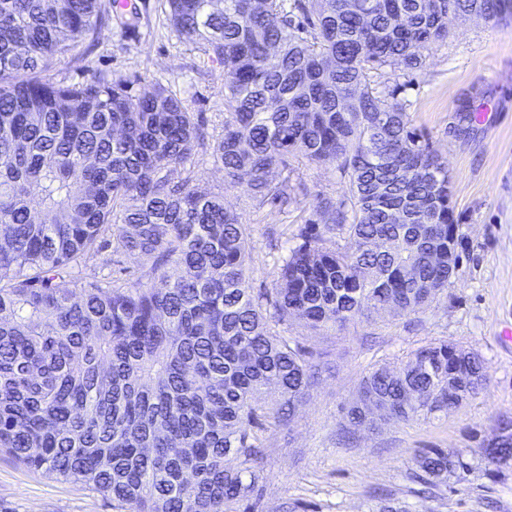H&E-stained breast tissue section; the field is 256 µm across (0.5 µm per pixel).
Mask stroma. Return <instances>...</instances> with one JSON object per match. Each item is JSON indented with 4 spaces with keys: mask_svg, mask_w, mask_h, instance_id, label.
I'll return each instance as SVG.
<instances>
[{
    "mask_svg": "<svg viewBox=\"0 0 512 512\" xmlns=\"http://www.w3.org/2000/svg\"><path fill=\"white\" fill-rule=\"evenodd\" d=\"M115 9L96 42L79 40L72 56L47 72L57 83L103 76L127 82L133 94L163 87L188 111L202 114L208 140L224 132V68L179 36L166 0H135ZM446 41L433 45L401 97L413 127L425 132L452 180V203L462 240V267L447 290L420 312L357 319L319 333L294 321L289 335L312 353L318 379L287 424L269 423L263 442L262 490L253 512H512V468L492 472L483 448L502 420L512 419V20L449 18ZM486 120H477V113ZM195 184L223 193L251 224L255 247L245 271L249 287H271L275 270L265 244L276 228L296 245L306 208L317 196L343 198L338 171L303 163L293 178L308 194L288 213H254L245 187L224 183L208 155L190 166ZM438 341L477 353L487 385L455 411L436 418L391 422L347 435L345 410L363 376L394 366L416 348ZM423 448L461 453L470 468L449 476L432 494L411 492L407 475ZM0 512H114L84 485L56 480L0 455Z\"/></svg>",
    "mask_w": 512,
    "mask_h": 512,
    "instance_id": "stroma-1",
    "label": "stroma"
}]
</instances>
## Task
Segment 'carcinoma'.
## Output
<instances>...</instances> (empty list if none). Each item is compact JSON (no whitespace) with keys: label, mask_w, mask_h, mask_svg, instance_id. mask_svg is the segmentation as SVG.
Wrapping results in <instances>:
<instances>
[{"label":"carcinoma","mask_w":512,"mask_h":512,"mask_svg":"<svg viewBox=\"0 0 512 512\" xmlns=\"http://www.w3.org/2000/svg\"><path fill=\"white\" fill-rule=\"evenodd\" d=\"M167 5L173 28L224 66L213 145L162 87L136 97L105 77L44 75L74 35L99 37L101 0H0V452L117 509L238 512L259 491L254 429L289 420L317 379L288 322L322 331L416 313L449 285L448 169L400 84L374 76L420 69L448 37V12L507 20L512 0ZM197 149L213 150L257 211L307 194L290 157L344 179L346 197L317 198L301 243L281 248L272 287L246 284L251 225L224 195L171 180ZM108 247L141 259L143 279L91 269ZM452 372L473 376L474 396L487 384L479 355L445 341L372 369L346 431L459 407ZM501 428L484 448L492 465L512 460V421ZM467 469L459 453L424 448L408 479L434 487Z\"/></svg>","instance_id":"carcinoma-1"}]
</instances>
